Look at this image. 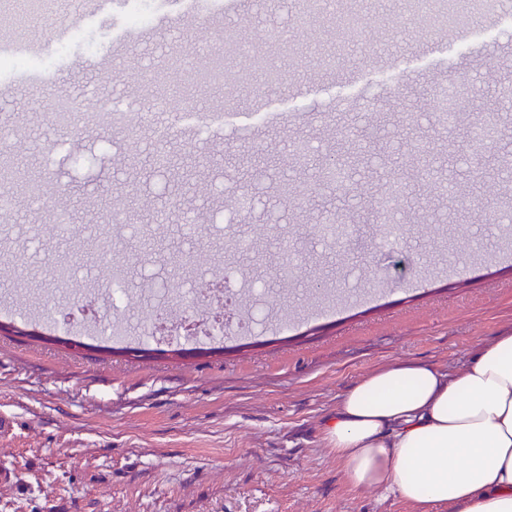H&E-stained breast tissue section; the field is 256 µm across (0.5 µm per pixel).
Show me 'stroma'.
I'll use <instances>...</instances> for the list:
<instances>
[{"label": "stroma", "instance_id": "35a3bbf8", "mask_svg": "<svg viewBox=\"0 0 512 512\" xmlns=\"http://www.w3.org/2000/svg\"><path fill=\"white\" fill-rule=\"evenodd\" d=\"M351 7L228 0L171 25L151 0L145 23L127 7L77 23L51 9L23 32L44 45L25 57L43 81L0 77V158L30 176L0 187V300L17 303L0 311V470L12 472L0 512H416L355 489L321 426L379 367L455 371L512 331V222L471 176L512 152V136L465 150L477 120L512 129V13L459 42L394 0H372L368 24L338 34ZM228 14L252 44L275 30L343 49L327 69L282 56L275 86L242 54L223 84L172 98L133 131L90 119L91 99L151 106L169 51L220 49ZM452 79L467 97L448 134L431 111ZM61 97L79 116L67 130L52 123ZM200 111L234 119L189 133ZM58 209L68 221L46 235ZM330 212L345 223L326 224ZM105 235L104 256L91 245ZM203 268L221 290L191 319L221 314L228 331L145 337ZM253 286L265 311L247 332L236 316L248 300L227 297ZM70 318L87 349L47 340ZM115 319L134 326L132 352H96Z\"/></svg>", "mask_w": 512, "mask_h": 512}]
</instances>
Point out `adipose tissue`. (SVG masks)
<instances>
[{
	"label": "adipose tissue",
	"mask_w": 512,
	"mask_h": 512,
	"mask_svg": "<svg viewBox=\"0 0 512 512\" xmlns=\"http://www.w3.org/2000/svg\"><path fill=\"white\" fill-rule=\"evenodd\" d=\"M322 440L357 489L420 512H512V333L455 374L421 363L367 374L340 399Z\"/></svg>",
	"instance_id": "adipose-tissue-1"
}]
</instances>
